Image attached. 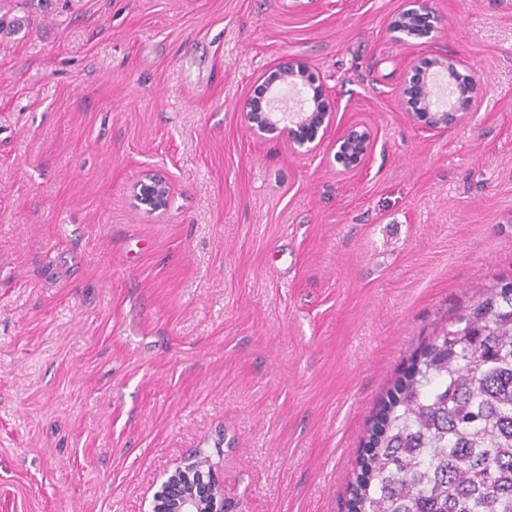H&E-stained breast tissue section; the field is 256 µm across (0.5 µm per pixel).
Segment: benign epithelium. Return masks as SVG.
<instances>
[{"mask_svg":"<svg viewBox=\"0 0 512 512\" xmlns=\"http://www.w3.org/2000/svg\"><path fill=\"white\" fill-rule=\"evenodd\" d=\"M431 0H410L400 20L398 32L411 37L434 29ZM459 60L436 56L428 59L431 79L422 81L418 67H409L399 88L401 105L424 125L445 131L460 125L478 107V79L458 71ZM244 120L257 136L285 133L294 152L311 155L321 147L335 115L324 100L322 86L315 85L307 65L295 59L279 64L258 78L245 99ZM374 144L373 131L360 124L347 126L336 137L335 160L349 172L360 168ZM169 185L161 177L146 173L136 185V200L151 214L163 211L168 203ZM166 494L154 497L150 512H224V490L215 478L206 456L195 455L185 467L163 483Z\"/></svg>","mask_w":512,"mask_h":512,"instance_id":"1","label":"benign epithelium"}]
</instances>
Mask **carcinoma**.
I'll list each match as a JSON object with an SVG mask.
<instances>
[{
    "mask_svg": "<svg viewBox=\"0 0 512 512\" xmlns=\"http://www.w3.org/2000/svg\"><path fill=\"white\" fill-rule=\"evenodd\" d=\"M348 512H512V288L412 356L373 418Z\"/></svg>",
    "mask_w": 512,
    "mask_h": 512,
    "instance_id": "1",
    "label": "carcinoma"
}]
</instances>
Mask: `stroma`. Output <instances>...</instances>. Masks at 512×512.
I'll list each match as a JSON object with an SVG mask.
<instances>
[{
    "mask_svg": "<svg viewBox=\"0 0 512 512\" xmlns=\"http://www.w3.org/2000/svg\"><path fill=\"white\" fill-rule=\"evenodd\" d=\"M405 6L0 0V512H149L198 452L233 512H346L412 354L512 277V0ZM438 54L480 82L442 133L398 98ZM286 56L361 169L248 130ZM410 8L406 9L400 20L397 32L411 37L419 33H429L435 28V14L433 12L430 0H411ZM421 21L424 25L423 31L420 32L415 28V22ZM373 144L374 133L369 127L360 124L349 125L336 137L335 160L343 167V171L358 169L366 161ZM136 200L151 214L163 211L168 203L169 185L161 177L146 173L136 185Z\"/></svg>",
    "mask_w": 512,
    "mask_h": 512,
    "instance_id": "1",
    "label": "stroma"
}]
</instances>
